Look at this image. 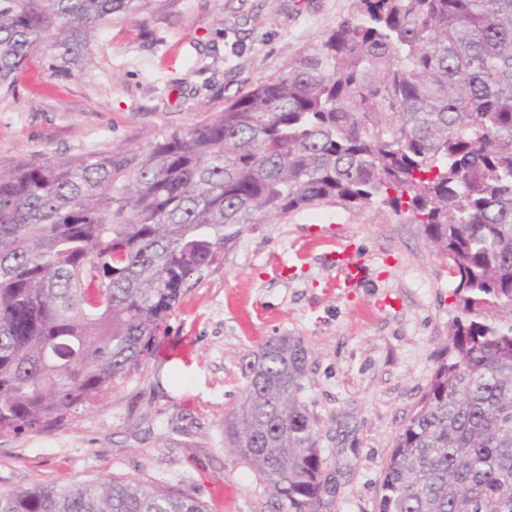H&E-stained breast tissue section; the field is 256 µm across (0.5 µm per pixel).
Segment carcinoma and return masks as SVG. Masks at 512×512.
<instances>
[{
	"mask_svg": "<svg viewBox=\"0 0 512 512\" xmlns=\"http://www.w3.org/2000/svg\"><path fill=\"white\" fill-rule=\"evenodd\" d=\"M288 68L182 134L65 162L0 160V432L64 421L137 370L190 275L246 224L329 198L410 214L459 311L393 446L377 512H512V0H352ZM146 0H0V87L65 66ZM224 444L268 512L330 492L309 351L243 358ZM0 512H207L138 479L0 495Z\"/></svg>",
	"mask_w": 512,
	"mask_h": 512,
	"instance_id": "1",
	"label": "carcinoma"
}]
</instances>
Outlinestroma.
<instances>
[{
  "label": "stroma",
  "instance_id": "1",
  "mask_svg": "<svg viewBox=\"0 0 512 512\" xmlns=\"http://www.w3.org/2000/svg\"><path fill=\"white\" fill-rule=\"evenodd\" d=\"M352 0H149L113 14L68 70L35 59L0 89V160L67 161L144 149L283 72ZM370 267L352 294L313 226ZM293 265L273 274L268 260ZM454 284L421 225L334 199L246 225L189 277L144 364L62 425L0 433V492L134 476L207 512H264L253 470L224 446L242 360L273 336L309 351L305 400L332 485L321 512H376L398 433L424 394L457 314Z\"/></svg>",
  "mask_w": 512,
  "mask_h": 512
}]
</instances>
